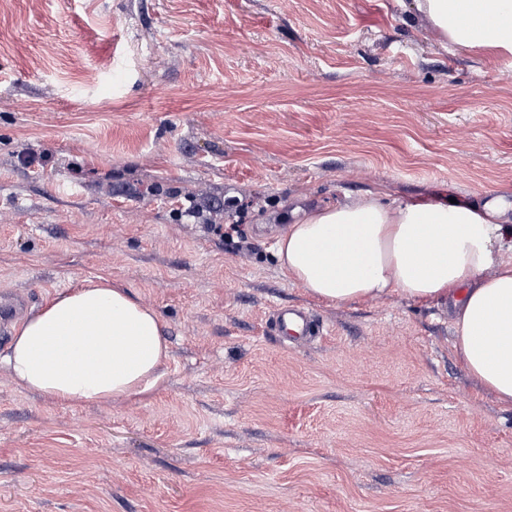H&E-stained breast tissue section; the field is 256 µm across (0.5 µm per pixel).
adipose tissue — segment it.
I'll return each mask as SVG.
<instances>
[{"label": "adipose tissue", "mask_w": 512, "mask_h": 512, "mask_svg": "<svg viewBox=\"0 0 512 512\" xmlns=\"http://www.w3.org/2000/svg\"><path fill=\"white\" fill-rule=\"evenodd\" d=\"M452 46L512 56V0H415ZM276 244L282 274L336 304L398 293L448 305L468 375L512 407V194L383 201L368 191L294 207ZM170 356L164 324L119 283L88 280L18 326L1 359L21 389L70 406L154 391Z\"/></svg>", "instance_id": "ef3b65f1"}]
</instances>
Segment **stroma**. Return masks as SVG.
Returning a JSON list of instances; mask_svg holds the SVG:
<instances>
[{
  "instance_id": "35a3bbf8",
  "label": "stroma",
  "mask_w": 512,
  "mask_h": 512,
  "mask_svg": "<svg viewBox=\"0 0 512 512\" xmlns=\"http://www.w3.org/2000/svg\"><path fill=\"white\" fill-rule=\"evenodd\" d=\"M508 70L413 0H0V292L120 283L170 349L77 408L0 365V512H512V409L452 319L318 300L273 244L288 202L511 194ZM285 305L327 335L283 348Z\"/></svg>"
}]
</instances>
